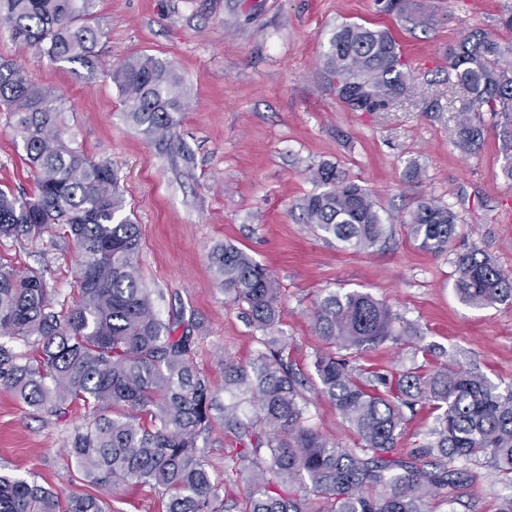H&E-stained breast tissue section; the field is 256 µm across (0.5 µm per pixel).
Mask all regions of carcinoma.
Returning <instances> with one entry per match:
<instances>
[{
    "instance_id": "carcinoma-1",
    "label": "carcinoma",
    "mask_w": 512,
    "mask_h": 512,
    "mask_svg": "<svg viewBox=\"0 0 512 512\" xmlns=\"http://www.w3.org/2000/svg\"><path fill=\"white\" fill-rule=\"evenodd\" d=\"M93 0H0L12 37L49 59L88 64L102 30L90 24ZM326 64L339 98L372 112L406 90L400 48L387 32L344 23L329 41ZM464 100L454 145L472 153L484 136V113L497 130L503 175L512 181V43L465 36L448 57ZM128 125L167 150L173 113L183 109L175 65L152 55L129 58L109 73ZM0 108L36 171L35 192L0 189V238L55 233L78 249L79 299H55L41 272L0 262V385L23 403L60 415L73 403L95 416L70 441L69 452L95 483L149 484L169 493L166 512H224L222 486L203 456L214 424L243 442L239 472L248 487L245 512H428L463 467L481 462L512 485V385L478 370L440 365L409 368L390 379L355 370L335 355L316 356L320 393L349 424L356 444L341 448L308 425L300 374L279 353L280 289L267 268L233 244L210 253L224 293L247 306L264 350L240 363L224 360L219 390L195 363V336L154 312L137 256L139 227L126 214L118 171L64 140L62 105L24 68L0 62ZM323 191L303 199L307 223L347 249L368 251L387 222L372 195L330 163L310 169ZM419 248L444 253L458 235V216L420 200L403 221ZM459 298L474 307L512 301V276L475 246L455 257ZM391 308L368 293H327L314 311L318 335L341 348L398 344L414 330L395 327ZM32 348L28 353L16 343ZM429 403L439 411L423 442L394 453L405 410ZM0 512H105L93 497L66 500L0 466Z\"/></svg>"
}]
</instances>
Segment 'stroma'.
<instances>
[{"instance_id":"stroma-1","label":"stroma","mask_w":512,"mask_h":512,"mask_svg":"<svg viewBox=\"0 0 512 512\" xmlns=\"http://www.w3.org/2000/svg\"><path fill=\"white\" fill-rule=\"evenodd\" d=\"M404 13L386 0H94L104 33L92 67L53 61L12 40L0 23V58L61 100L67 140L117 169L127 208L140 228L137 258L162 320L196 323L195 362L215 387L224 359L244 361L262 345L242 305L219 288L209 253L229 242L265 265L280 289V327L288 354L307 380L301 391L310 425L353 445L335 406L318 391L313 361L327 345L312 312L332 291L357 290L387 304L397 328L415 338L368 351L337 350L350 365L392 374L442 363L475 367L512 384V303L476 308L454 284V250L475 246L512 275V182L502 172L494 127L482 149L465 155L451 142L463 103L448 81V52L481 32L512 41L503 20L512 0H405ZM424 14L414 23L412 15ZM357 23L388 31L411 72L404 94L376 112H359L338 97L324 55L336 26ZM172 62L186 98L175 116V146L159 149L132 129L121 111L112 66L137 55ZM336 165L366 188L381 214L393 215L385 242L356 252L306 223L301 203L318 192L310 169ZM0 188L34 191L35 174L9 113L0 112ZM432 199L459 217L453 251L434 254L409 238L403 218ZM77 253L71 239H0V261L40 270L55 297H78ZM90 411L70 406L60 417L22 404L0 386V462L61 497L92 496L106 512H165L147 485L102 486L67 452ZM240 441L214 427L206 461L223 481L228 512H244L235 472ZM506 491L488 467L473 463L452 504L434 499L432 512H499Z\"/></svg>"}]
</instances>
